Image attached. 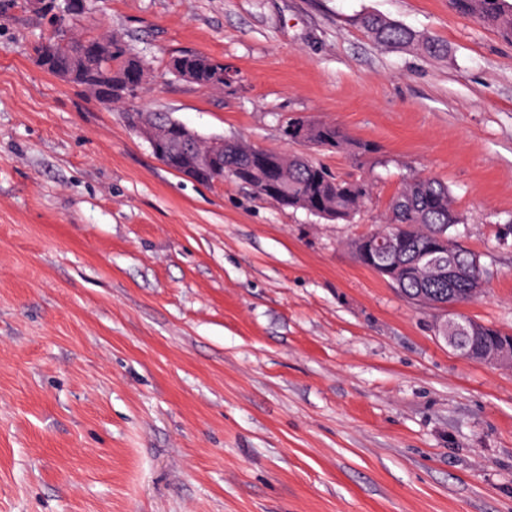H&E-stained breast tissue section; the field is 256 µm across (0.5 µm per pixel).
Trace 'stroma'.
<instances>
[{"label":"stroma","mask_w":512,"mask_h":512,"mask_svg":"<svg viewBox=\"0 0 512 512\" xmlns=\"http://www.w3.org/2000/svg\"><path fill=\"white\" fill-rule=\"evenodd\" d=\"M375 12L447 44L375 43ZM151 63L104 107L0 0V512H512V369L474 363L351 248L404 178L448 183L512 331V40L449 0H91ZM195 51L224 91L167 73ZM296 153L372 198L349 223L163 166L127 108ZM332 122L372 152L288 141Z\"/></svg>","instance_id":"1"}]
</instances>
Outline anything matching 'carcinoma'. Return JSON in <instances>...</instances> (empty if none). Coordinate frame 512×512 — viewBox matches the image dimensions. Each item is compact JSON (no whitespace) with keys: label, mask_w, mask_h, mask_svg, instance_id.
<instances>
[{"label":"carcinoma","mask_w":512,"mask_h":512,"mask_svg":"<svg viewBox=\"0 0 512 512\" xmlns=\"http://www.w3.org/2000/svg\"><path fill=\"white\" fill-rule=\"evenodd\" d=\"M461 14L497 30L501 36L512 39V3L509 0H450ZM357 23L381 46L403 49L413 48L420 53L437 57L448 52L447 45L437 39L395 23L386 17L367 13ZM75 50L73 39L56 34L55 37L35 47L39 66L52 72L53 66L70 56ZM149 65L142 56L130 51L118 36L102 45V53L91 65V71L76 75L71 83L81 88L93 82L114 93H124L131 76ZM189 69L196 75L195 85L203 88H219L220 61L193 52L172 54L167 61V71L173 75ZM295 126H304L309 131L307 142L319 147L336 150H354L359 154L369 153L372 146L364 142H353L338 126L310 120L303 116L288 119L285 134ZM252 144L242 139H224V175L250 170L253 166ZM281 178L288 187V206L308 210V205L321 199L327 211L321 218L329 221L349 222L355 218L370 198L372 186L364 180H344L332 175L325 167L301 155L290 154L281 163ZM464 223L455 198L448 184L435 178L412 176L403 180L399 190L390 198L379 224L372 231L382 235L390 224L399 226L403 238L400 253L385 257L380 262L400 268V293L414 296L424 290L433 294L453 295L455 301L468 303L467 280L448 284L441 277H418L411 273L415 260L424 252L433 239L443 236L457 237L456 227ZM456 265L460 271L473 279H486V271L474 264V253L462 244L455 247Z\"/></svg>","instance_id":"obj_1"}]
</instances>
